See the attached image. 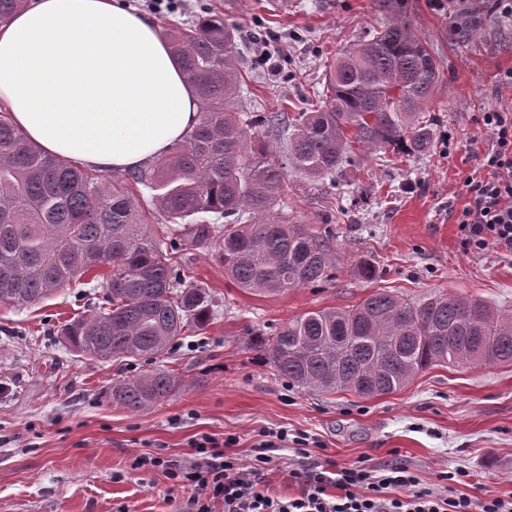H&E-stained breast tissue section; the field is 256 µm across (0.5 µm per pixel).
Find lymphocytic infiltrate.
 <instances>
[{"instance_id": "obj_1", "label": "lymphocytic infiltrate", "mask_w": 512, "mask_h": 512, "mask_svg": "<svg viewBox=\"0 0 512 512\" xmlns=\"http://www.w3.org/2000/svg\"><path fill=\"white\" fill-rule=\"evenodd\" d=\"M482 122L492 144L482 157V176L465 183L468 201L458 224L469 248L512 253V113L493 109L483 113ZM287 438L278 431L260 441L246 465L225 453L222 440L205 435L195 441L196 457L189 464H172L155 453L137 455L133 466L161 470L171 486L188 493L192 512H212L217 500L224 512H512V499L489 492L475 501L427 487L400 463L382 469L297 468L290 475L301 483L300 494L277 497L260 485L272 448Z\"/></svg>"}]
</instances>
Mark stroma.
Masks as SVG:
<instances>
[{
  "label": "stroma",
  "instance_id": "obj_1",
  "mask_svg": "<svg viewBox=\"0 0 512 512\" xmlns=\"http://www.w3.org/2000/svg\"><path fill=\"white\" fill-rule=\"evenodd\" d=\"M159 30L195 17L221 15L238 29L245 112L289 116L318 105L333 59L405 16L430 46L439 69L431 106L432 150L424 155L371 154L363 169L335 181L287 174L284 211L317 234H329L336 256L331 279L281 295L244 292L207 251L183 244L177 254L194 282L220 304L201 334L155 359L178 373L181 387L144 412L112 405L113 380L145 373L130 359L99 360L66 351L60 325L88 313L101 289L79 283L44 302L16 309L0 303V512H181L188 496L158 470H135V455L163 450L184 461L200 435H234L227 451L242 460L263 432L307 437L309 464L357 462L410 468L423 483L467 469L458 493L512 496V366L434 367L401 391L373 398L319 393L278 377L250 333L329 307L347 308L386 289L417 301L434 293L475 297L512 313V253L468 251L457 217L464 183L478 177L491 137L482 112L512 107V19L486 12L482 0L456 11L434 0H294L279 11L270 0H193L187 12L158 15L129 0ZM269 64L256 65V46ZM373 266L363 279L359 263ZM264 485L299 495L289 478L300 458L273 453Z\"/></svg>",
  "mask_w": 512,
  "mask_h": 512
}]
</instances>
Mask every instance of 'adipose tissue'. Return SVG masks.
Listing matches in <instances>:
<instances>
[{
  "instance_id": "1",
  "label": "adipose tissue",
  "mask_w": 512,
  "mask_h": 512,
  "mask_svg": "<svg viewBox=\"0 0 512 512\" xmlns=\"http://www.w3.org/2000/svg\"><path fill=\"white\" fill-rule=\"evenodd\" d=\"M0 101L47 153L101 171L166 153L198 112L155 25L113 0H34L0 25Z\"/></svg>"
}]
</instances>
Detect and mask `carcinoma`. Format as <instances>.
Wrapping results in <instances>:
<instances>
[{"label": "carcinoma", "mask_w": 512, "mask_h": 512, "mask_svg": "<svg viewBox=\"0 0 512 512\" xmlns=\"http://www.w3.org/2000/svg\"><path fill=\"white\" fill-rule=\"evenodd\" d=\"M234 25L214 15L164 33L193 85L195 125L146 169L116 183L45 154L0 111V303L22 308L107 267L102 304L60 329L65 348L95 359L151 361L219 315L177 261L180 241L207 249L249 293L285 294L335 268L328 236L275 211L288 167L312 180L363 166L355 147L419 155L431 149L424 116L438 79L428 44L400 21L375 32L326 75L324 104L294 118L279 155L270 112H238ZM152 192L177 235H150L130 184ZM252 341L287 382L360 397L391 394L434 366L512 365V318L479 298L447 293L411 302L382 289L348 309L313 310ZM166 369L112 382L107 398L140 412L174 394Z\"/></svg>", "instance_id": "cac0c4a2"}]
</instances>
